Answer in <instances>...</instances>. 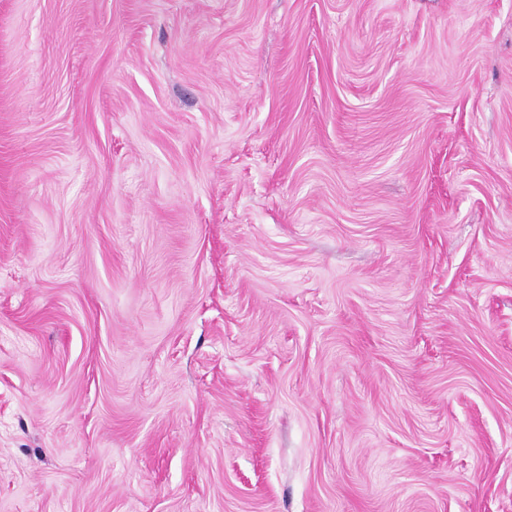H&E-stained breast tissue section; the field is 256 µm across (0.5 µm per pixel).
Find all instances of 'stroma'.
<instances>
[{
  "instance_id": "35a3bbf8",
  "label": "stroma",
  "mask_w": 512,
  "mask_h": 512,
  "mask_svg": "<svg viewBox=\"0 0 512 512\" xmlns=\"http://www.w3.org/2000/svg\"><path fill=\"white\" fill-rule=\"evenodd\" d=\"M0 512H512V0H0Z\"/></svg>"
}]
</instances>
